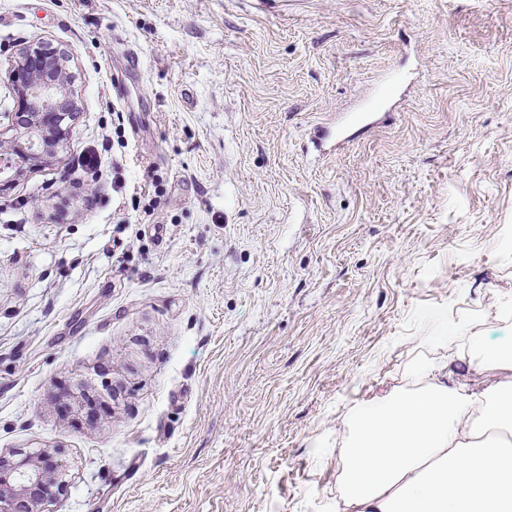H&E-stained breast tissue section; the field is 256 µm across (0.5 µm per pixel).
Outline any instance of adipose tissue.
Here are the masks:
<instances>
[{
	"instance_id": "obj_1",
	"label": "adipose tissue",
	"mask_w": 512,
	"mask_h": 512,
	"mask_svg": "<svg viewBox=\"0 0 512 512\" xmlns=\"http://www.w3.org/2000/svg\"><path fill=\"white\" fill-rule=\"evenodd\" d=\"M426 342L491 379L452 383L447 362L423 359L416 389L350 409L342 512H512V345L456 328Z\"/></svg>"
}]
</instances>
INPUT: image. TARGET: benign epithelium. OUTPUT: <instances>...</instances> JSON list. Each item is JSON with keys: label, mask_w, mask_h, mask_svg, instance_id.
Returning a JSON list of instances; mask_svg holds the SVG:
<instances>
[{"label": "benign epithelium", "mask_w": 512, "mask_h": 512, "mask_svg": "<svg viewBox=\"0 0 512 512\" xmlns=\"http://www.w3.org/2000/svg\"><path fill=\"white\" fill-rule=\"evenodd\" d=\"M68 55L42 43L24 47L9 74L19 106L18 135L0 139V183L52 155L67 140L77 115L67 88ZM67 466L48 448L0 452V512H52L66 486Z\"/></svg>", "instance_id": "1"}]
</instances>
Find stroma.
<instances>
[{
  "label": "stroma",
  "instance_id": "stroma-1",
  "mask_svg": "<svg viewBox=\"0 0 512 512\" xmlns=\"http://www.w3.org/2000/svg\"><path fill=\"white\" fill-rule=\"evenodd\" d=\"M38 42L78 113L0 191V451L55 512H336L350 407L512 343V0H0V138ZM20 456V457H16ZM67 466L48 448L22 455L0 452V512H54Z\"/></svg>",
  "mask_w": 512,
  "mask_h": 512
}]
</instances>
